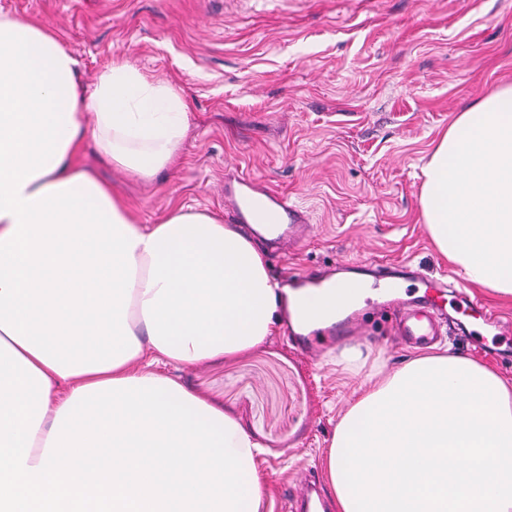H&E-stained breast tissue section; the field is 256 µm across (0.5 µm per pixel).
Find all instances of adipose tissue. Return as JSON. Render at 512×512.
<instances>
[{"label":"adipose tissue","mask_w":512,"mask_h":512,"mask_svg":"<svg viewBox=\"0 0 512 512\" xmlns=\"http://www.w3.org/2000/svg\"><path fill=\"white\" fill-rule=\"evenodd\" d=\"M189 126L177 83L120 54L85 88L42 22L0 12V512H260L259 445L153 364L194 366L313 326L335 291L289 290L209 213L142 223L86 151L149 181ZM420 208L464 281L512 297V84L459 112ZM337 512H512V382L446 351L369 375L327 459Z\"/></svg>","instance_id":"1"}]
</instances>
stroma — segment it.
I'll return each instance as SVG.
<instances>
[{
    "mask_svg": "<svg viewBox=\"0 0 512 512\" xmlns=\"http://www.w3.org/2000/svg\"><path fill=\"white\" fill-rule=\"evenodd\" d=\"M54 28L92 84L113 54L176 79L190 102L181 160L152 181L85 161L155 224L172 208L232 223L224 185L254 179L307 212L311 237L267 251L273 277L343 260L409 261L455 280L420 213L421 168L458 112L512 81V0H0ZM394 317L366 312L319 360L277 331L232 359L157 372L222 407L256 441L270 512H305L301 479L325 478L340 415L367 367L415 349ZM443 344L512 380V344ZM361 362H344L345 352Z\"/></svg>",
    "mask_w": 512,
    "mask_h": 512,
    "instance_id": "stroma-1",
    "label": "stroma"
}]
</instances>
